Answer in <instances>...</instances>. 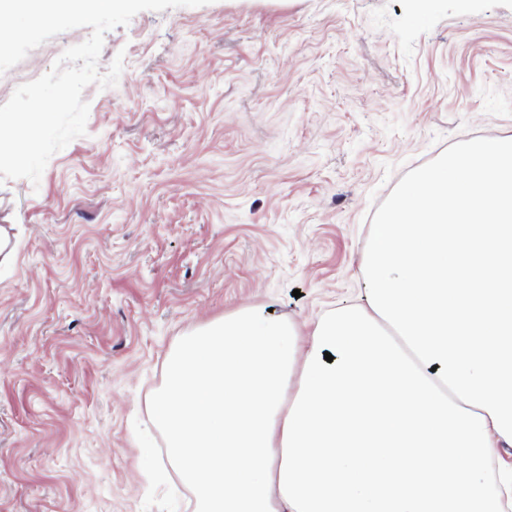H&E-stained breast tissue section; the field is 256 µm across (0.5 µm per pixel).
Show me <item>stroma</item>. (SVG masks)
<instances>
[{
	"label": "stroma",
	"instance_id": "obj_1",
	"mask_svg": "<svg viewBox=\"0 0 512 512\" xmlns=\"http://www.w3.org/2000/svg\"><path fill=\"white\" fill-rule=\"evenodd\" d=\"M90 28L0 75V105ZM116 86L39 185L0 183V512H193L149 405L186 334L364 301L419 167L512 137V0H212L106 33Z\"/></svg>",
	"mask_w": 512,
	"mask_h": 512
}]
</instances>
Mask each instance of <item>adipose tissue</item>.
<instances>
[{
	"label": "adipose tissue",
	"mask_w": 512,
	"mask_h": 512,
	"mask_svg": "<svg viewBox=\"0 0 512 512\" xmlns=\"http://www.w3.org/2000/svg\"><path fill=\"white\" fill-rule=\"evenodd\" d=\"M366 302L302 341L246 306L169 352L150 419L195 512H499L512 446V137L417 169L372 227Z\"/></svg>",
	"instance_id": "obj_1"
}]
</instances>
